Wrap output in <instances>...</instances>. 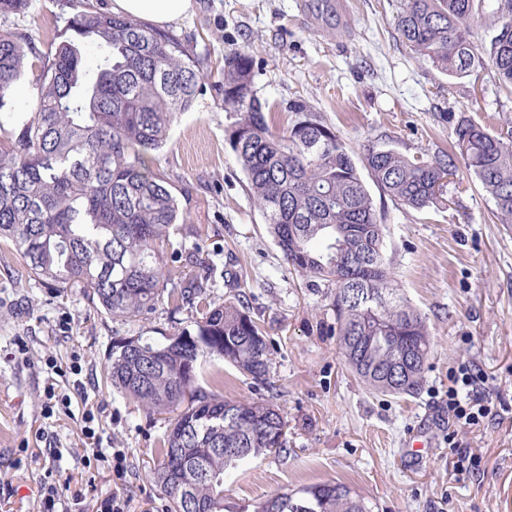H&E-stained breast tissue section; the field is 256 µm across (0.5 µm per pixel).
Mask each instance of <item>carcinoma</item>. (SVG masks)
<instances>
[{"mask_svg":"<svg viewBox=\"0 0 512 512\" xmlns=\"http://www.w3.org/2000/svg\"><path fill=\"white\" fill-rule=\"evenodd\" d=\"M485 0H401V43L448 76L490 65L512 94V0H495L493 35L478 46L475 19ZM31 0H0V16L24 14ZM68 36L43 50L30 36L0 30V108L27 72L35 96L19 131L0 119V243L19 252L29 277L62 294L79 287L114 320L152 319L160 304L188 309L161 338L112 337L104 381L150 416L172 413L158 442L152 478L170 512H224V479L245 462L286 447L288 420L268 399L224 398L225 362L272 390L271 358L260 324L241 300L211 295L210 262L199 248L174 255L190 274L164 263L172 230L187 223L171 184L153 167L178 117L191 109L203 77L177 38L141 22L88 8L69 18ZM253 59L224 57V109L240 113L229 144L280 249L285 271L334 286L339 349L365 388L410 395L423 362L397 381L401 346L427 358V322L396 288L377 210L351 151L305 102L281 132L249 99ZM454 150L401 152L394 139L366 149L362 164L383 195L424 210L442 201L465 169L512 224V126L492 129L465 112L447 115ZM253 512H370L341 482L312 484L260 502Z\"/></svg>","mask_w":512,"mask_h":512,"instance_id":"cac0c4a2","label":"carcinoma"}]
</instances>
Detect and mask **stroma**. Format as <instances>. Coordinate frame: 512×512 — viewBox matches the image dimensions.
Wrapping results in <instances>:
<instances>
[{"label":"stroma","instance_id":"35a3bbf8","mask_svg":"<svg viewBox=\"0 0 512 512\" xmlns=\"http://www.w3.org/2000/svg\"><path fill=\"white\" fill-rule=\"evenodd\" d=\"M400 0H194L166 26L199 60L203 90L154 155L180 207L198 227L197 244L227 271L216 297L240 298L266 332L288 418V448L244 464L224 486L226 512L319 482L347 484L371 512H512V224L471 178L449 184L445 203L424 211L385 197L388 257L408 302L425 318L433 349L420 390L376 395L353 375L339 350L327 283L284 273L226 134L238 119L217 89L225 55L245 52L253 89L283 129L292 105L307 102L361 159L384 135L405 153L449 149L447 113L499 126L512 122V96L491 69L479 80H451L423 63L396 36ZM111 11L112 0H32L26 14L0 16V29L56 43L73 15ZM94 311L83 290L65 295L29 279L23 260L0 247V512H36L46 471L82 489L88 512L120 495L125 512H167L150 478L167 424L146 418L102 380L114 335L141 331ZM82 371L56 378L69 412L45 416L48 361ZM472 365L484 378L491 413L480 427H449L453 373ZM93 409L101 448L122 451L127 470L87 472L83 434ZM456 430L470 457L448 461ZM422 442L413 455L407 441Z\"/></svg>","mask_w":512,"mask_h":512}]
</instances>
